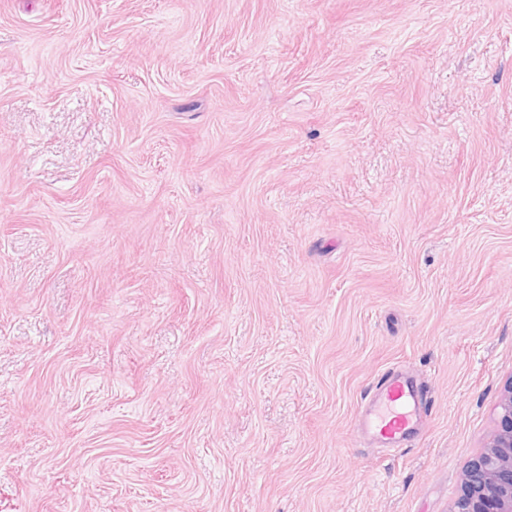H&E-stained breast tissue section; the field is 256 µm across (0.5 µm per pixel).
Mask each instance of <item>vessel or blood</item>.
Listing matches in <instances>:
<instances>
[{
  "label": "vessel or blood",
  "instance_id": "b4317fda",
  "mask_svg": "<svg viewBox=\"0 0 512 512\" xmlns=\"http://www.w3.org/2000/svg\"><path fill=\"white\" fill-rule=\"evenodd\" d=\"M425 397L422 383L411 372L395 371L380 380L374 388V410L367 421L373 437L388 448H404L420 429L418 407Z\"/></svg>",
  "mask_w": 512,
  "mask_h": 512
}]
</instances>
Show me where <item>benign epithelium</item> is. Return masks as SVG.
Returning a JSON list of instances; mask_svg holds the SVG:
<instances>
[{"label":"benign epithelium","instance_id":"1","mask_svg":"<svg viewBox=\"0 0 512 512\" xmlns=\"http://www.w3.org/2000/svg\"><path fill=\"white\" fill-rule=\"evenodd\" d=\"M450 512H512V377L498 401L496 429L465 471Z\"/></svg>","mask_w":512,"mask_h":512}]
</instances>
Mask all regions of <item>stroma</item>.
<instances>
[{"instance_id":"35a3bbf8","label":"stroma","mask_w":512,"mask_h":512,"mask_svg":"<svg viewBox=\"0 0 512 512\" xmlns=\"http://www.w3.org/2000/svg\"><path fill=\"white\" fill-rule=\"evenodd\" d=\"M510 377L512 0H0V512H449ZM426 399L422 383L411 372L394 371L374 388V410L367 427L386 448H405L420 429L418 407Z\"/></svg>"}]
</instances>
